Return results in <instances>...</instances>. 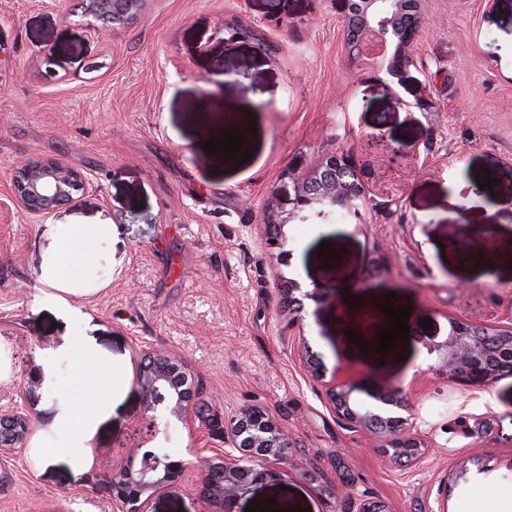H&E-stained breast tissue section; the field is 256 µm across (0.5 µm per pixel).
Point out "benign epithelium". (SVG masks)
I'll return each mask as SVG.
<instances>
[{"mask_svg":"<svg viewBox=\"0 0 512 512\" xmlns=\"http://www.w3.org/2000/svg\"><path fill=\"white\" fill-rule=\"evenodd\" d=\"M143 0H81L90 29L125 23L140 9ZM360 34H372L381 42L387 36L397 38L392 72L413 65L410 47L414 37H398L396 21L404 11V0H363ZM320 167L297 177L283 173L281 185L274 191V202L266 211V223L283 229L300 212L315 205L317 215L343 206L358 207L365 200L363 188L352 190L344 183L319 177ZM86 184L78 171L51 158L20 162L13 181L12 204L28 217L41 220L73 199V193ZM441 358V370L468 386L482 385L504 372L512 371V322L499 328L451 322L448 340L434 346ZM138 383L152 403L168 401L170 413L188 423L192 402L197 395L196 374L178 356L162 352L148 353L141 363ZM353 388L343 382L328 391L336 415L349 428L371 436L383 457L399 460L405 454L423 455L427 448L420 432L409 419L393 414L392 409L407 410L401 390H389L378 397L382 406L361 407L352 401ZM19 400L0 411V451L24 448L33 428L26 410L40 400L37 386L19 390ZM231 450L220 457L202 456L198 470L205 497L222 504V512H238L239 499L270 475L269 465L283 459L289 448L288 434L261 408H247L233 416L227 427ZM127 466L112 476L113 496L122 512H144L143 497L177 482L187 472V464L168 457L141 454L130 448Z\"/></svg>","mask_w":512,"mask_h":512,"instance_id":"obj_1","label":"benign epithelium"}]
</instances>
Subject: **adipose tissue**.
Here are the masks:
<instances>
[{
	"label": "adipose tissue",
	"instance_id": "obj_1",
	"mask_svg": "<svg viewBox=\"0 0 512 512\" xmlns=\"http://www.w3.org/2000/svg\"><path fill=\"white\" fill-rule=\"evenodd\" d=\"M112 380V367L103 362L94 348H87L84 363L78 375L74 395L82 400L87 412L79 420H62L61 427L69 437L66 454L80 457L84 451V442L94 429L98 420L109 411L112 402L105 397L106 385Z\"/></svg>",
	"mask_w": 512,
	"mask_h": 512
}]
</instances>
